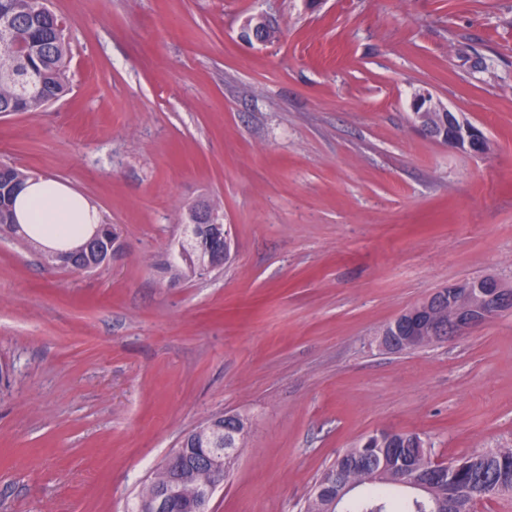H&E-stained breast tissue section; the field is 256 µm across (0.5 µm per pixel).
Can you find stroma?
I'll list each match as a JSON object with an SVG mask.
<instances>
[{"mask_svg": "<svg viewBox=\"0 0 512 512\" xmlns=\"http://www.w3.org/2000/svg\"><path fill=\"white\" fill-rule=\"evenodd\" d=\"M71 91L0 115V164L116 225L89 272L0 236V512H127L210 418L250 429L210 512H300L379 428L436 456L512 445V314L410 352L388 321L488 273L512 283V0H46ZM265 15L278 40H239ZM426 91L487 152L426 136ZM231 258L162 268L188 206Z\"/></svg>", "mask_w": 512, "mask_h": 512, "instance_id": "stroma-1", "label": "stroma"}]
</instances>
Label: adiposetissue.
<instances>
[{
    "instance_id": "ef3b65f1",
    "label": "adipose tissue",
    "mask_w": 512,
    "mask_h": 512,
    "mask_svg": "<svg viewBox=\"0 0 512 512\" xmlns=\"http://www.w3.org/2000/svg\"><path fill=\"white\" fill-rule=\"evenodd\" d=\"M15 211L19 224L47 249L75 244L101 222L98 210L85 197L49 177L27 179L17 193Z\"/></svg>"
}]
</instances>
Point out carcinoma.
I'll list each match as a JSON object with an SVG mask.
<instances>
[{"instance_id": "cac0c4a2", "label": "carcinoma", "mask_w": 512, "mask_h": 512, "mask_svg": "<svg viewBox=\"0 0 512 512\" xmlns=\"http://www.w3.org/2000/svg\"><path fill=\"white\" fill-rule=\"evenodd\" d=\"M58 16L44 0H0V114L37 112L69 92L67 77L69 42L58 27ZM29 175L5 165L0 168V232L14 237L24 233L13 215L17 186ZM196 208H188L186 238L178 242L174 261L165 265L177 275L202 276L208 272V256L196 236L206 235L192 224ZM118 237L112 225L102 224L90 237L69 250H44L47 264L85 268L102 260ZM249 427L241 415L214 418L189 432L181 441L192 453L212 448L224 452V474H229ZM456 482L471 489L503 486L512 490V448L502 447L450 460ZM171 483L163 466L153 473L138 495L132 512H149L146 503ZM350 489L339 499L338 512H471L468 495L448 496V473L431 463L428 444L413 432L381 438L368 434L353 448L336 457L321 475L317 486L325 493L311 494L305 512H325L333 497L334 484ZM177 496L187 502L208 490L204 471L175 484Z\"/></svg>"}]
</instances>
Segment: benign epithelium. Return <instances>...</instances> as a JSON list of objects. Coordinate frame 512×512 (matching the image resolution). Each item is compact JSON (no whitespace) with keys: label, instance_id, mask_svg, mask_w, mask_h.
Listing matches in <instances>:
<instances>
[{"label":"benign epithelium","instance_id":"1","mask_svg":"<svg viewBox=\"0 0 512 512\" xmlns=\"http://www.w3.org/2000/svg\"><path fill=\"white\" fill-rule=\"evenodd\" d=\"M267 21L264 15L246 19L240 27L238 37L247 44H267ZM413 115L425 133L439 138L450 148L464 153L482 154L487 150L484 134L472 124L459 119L455 114L446 112V108L433 100L432 95L423 91L414 96ZM441 113L442 123L435 125L427 121L426 113ZM488 284L475 278L448 285V289L436 290L439 296H448V305L452 313L448 316V338L455 339L471 328L493 320L505 313L512 312V286L504 284L497 277L487 275ZM433 296L416 305L411 312L413 325L411 335L401 341L409 350L420 349L437 343L438 329L441 326L440 315L426 307ZM198 464L211 479L209 487L224 483V461L203 455Z\"/></svg>","mask_w":512,"mask_h":512}]
</instances>
